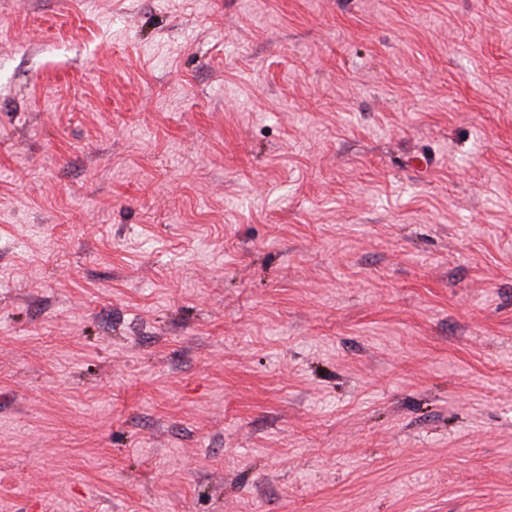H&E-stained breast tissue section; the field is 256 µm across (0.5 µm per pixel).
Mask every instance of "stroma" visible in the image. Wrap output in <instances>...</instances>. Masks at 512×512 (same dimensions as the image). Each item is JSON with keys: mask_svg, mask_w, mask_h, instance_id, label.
Masks as SVG:
<instances>
[{"mask_svg": "<svg viewBox=\"0 0 512 512\" xmlns=\"http://www.w3.org/2000/svg\"><path fill=\"white\" fill-rule=\"evenodd\" d=\"M0 512H512V0H0Z\"/></svg>", "mask_w": 512, "mask_h": 512, "instance_id": "35a3bbf8", "label": "stroma"}]
</instances>
